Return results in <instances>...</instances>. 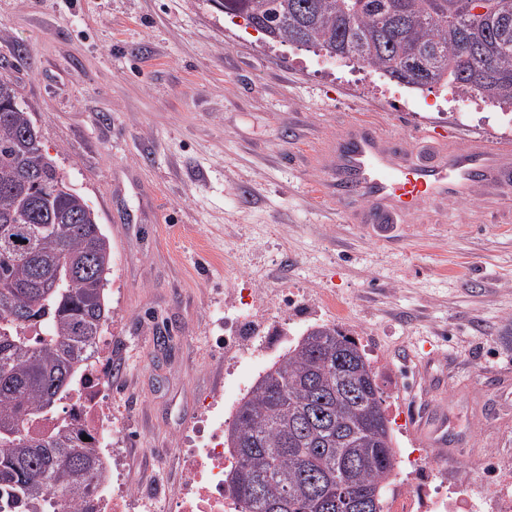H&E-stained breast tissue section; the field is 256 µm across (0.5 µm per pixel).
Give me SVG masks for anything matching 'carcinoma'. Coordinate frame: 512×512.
<instances>
[{
  "label": "carcinoma",
  "mask_w": 512,
  "mask_h": 512,
  "mask_svg": "<svg viewBox=\"0 0 512 512\" xmlns=\"http://www.w3.org/2000/svg\"><path fill=\"white\" fill-rule=\"evenodd\" d=\"M224 0L270 42H302L413 88L512 106V0ZM420 58L425 80L409 62ZM0 73V495L61 512L108 474L92 434L58 413L93 365L110 319L112 241L73 190ZM54 421L46 434L29 423ZM89 440H82V436ZM242 512H343L385 494L397 467L377 373L335 326L306 331L243 397L227 437Z\"/></svg>",
  "instance_id": "cac0c4a2"
}]
</instances>
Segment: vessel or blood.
<instances>
[{"label":"vessel or blood","mask_w":512,"mask_h":512,"mask_svg":"<svg viewBox=\"0 0 512 512\" xmlns=\"http://www.w3.org/2000/svg\"><path fill=\"white\" fill-rule=\"evenodd\" d=\"M318 188L347 223L385 228L425 224L431 213L468 199L486 224H512V139L459 140L443 129L417 138L394 135L379 118L353 121L318 152ZM443 381L424 383L420 408L410 419L423 448L448 444V417L437 399Z\"/></svg>","instance_id":"b4317fda"}]
</instances>
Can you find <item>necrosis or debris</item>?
I'll list each match as a JSON object with an SVG mask.
<instances>
[{"label":"necrosis or debris","instance_id":"obj_1","mask_svg":"<svg viewBox=\"0 0 512 512\" xmlns=\"http://www.w3.org/2000/svg\"><path fill=\"white\" fill-rule=\"evenodd\" d=\"M108 390L103 373L89 370L68 407L74 424L95 435L110 474L87 500L74 504V512H155L163 503L173 512H240L226 486L234 465L232 451L224 446L223 426L214 425L207 414L195 430L201 447L177 450L181 469L176 481L118 483L128 458L118 436L122 417L113 410ZM446 468L444 457L426 448L413 449L407 456L406 475L391 488L384 512H512V498L479 497L467 485L448 491L430 485L426 473Z\"/></svg>","mask_w":512,"mask_h":512}]
</instances>
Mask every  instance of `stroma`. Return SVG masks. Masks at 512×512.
<instances>
[{
    "label": "stroma",
    "mask_w": 512,
    "mask_h": 512,
    "mask_svg": "<svg viewBox=\"0 0 512 512\" xmlns=\"http://www.w3.org/2000/svg\"><path fill=\"white\" fill-rule=\"evenodd\" d=\"M1 60L112 240L106 334L128 480L175 479L207 395L232 415L289 345L333 324L375 367L387 413L411 416L422 375L445 377L449 475L512 494V224L477 223L466 201L388 243L306 179L353 119L492 140L512 122L464 99L437 110L441 87L369 89L215 0H0ZM246 281L249 350L228 367L213 325Z\"/></svg>",
    "instance_id": "35a3bbf8"
}]
</instances>
